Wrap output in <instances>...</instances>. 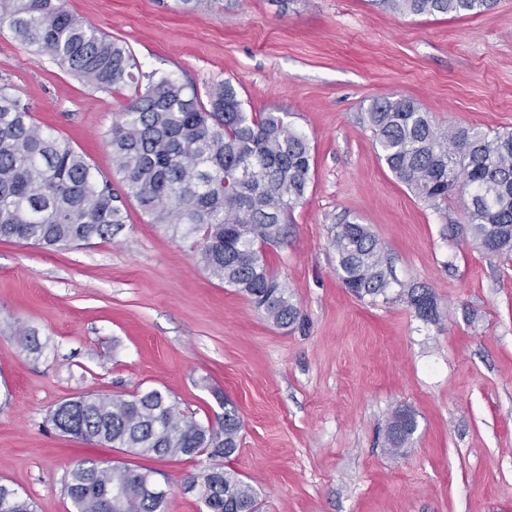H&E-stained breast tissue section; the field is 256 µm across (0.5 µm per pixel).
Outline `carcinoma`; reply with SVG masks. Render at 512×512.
I'll return each mask as SVG.
<instances>
[{
	"label": "carcinoma",
	"instance_id": "1",
	"mask_svg": "<svg viewBox=\"0 0 512 512\" xmlns=\"http://www.w3.org/2000/svg\"><path fill=\"white\" fill-rule=\"evenodd\" d=\"M498 0H376L403 15H479ZM0 26L97 91L133 87L108 145L126 188L152 223L194 239L193 251L214 278L247 296L282 328L298 318L287 285L265 249L288 243V226L304 198L311 170L309 138L290 130L287 114L247 112L235 87L220 81L200 95L195 85L145 71L129 47L105 36L64 0H0ZM366 119L395 178L433 209L468 196L465 233L490 256L512 252V132L489 136L476 126L436 123L412 97L372 101ZM124 204L87 159L37 125L31 108L0 86V240L54 248L110 240L125 224ZM336 267L359 298L388 299L395 282L385 249L368 225L334 226ZM416 316L436 322V299L424 285L403 288ZM53 429L88 443L139 456H206L229 461L242 423L224 403L217 424L182 413L171 396L150 389L122 395L82 394L54 409ZM417 429L415 414L397 409L386 425L387 451L399 455ZM206 512H249L254 486L225 464L188 477ZM64 487L72 512H166L168 490L150 469L77 461ZM0 512H33L29 499L0 483Z\"/></svg>",
	"mask_w": 512,
	"mask_h": 512
}]
</instances>
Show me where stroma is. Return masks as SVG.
Returning a JSON list of instances; mask_svg holds the SVG:
<instances>
[{
    "label": "stroma",
    "mask_w": 512,
    "mask_h": 512,
    "mask_svg": "<svg viewBox=\"0 0 512 512\" xmlns=\"http://www.w3.org/2000/svg\"><path fill=\"white\" fill-rule=\"evenodd\" d=\"M146 68L206 90L229 81L249 112H283L313 161L287 245L268 249L300 318L267 321L197 261L191 241L124 195L106 135L131 88L93 90L0 30V84L30 104L123 195L111 240L44 249L0 240V483L35 512H70L66 469L94 456L149 468L167 512H204L183 493L207 458L156 459L55 432L74 396L159 389L200 422L238 409L230 466L259 512H512V260L443 235L440 217L381 159L364 112L404 94L442 125L512 131V0L482 15L403 16L373 0H67ZM369 225L395 278L420 283L440 317L344 288L332 225ZM35 331L23 349L18 327ZM400 407L418 428L385 449Z\"/></svg>",
    "instance_id": "obj_1"
}]
</instances>
